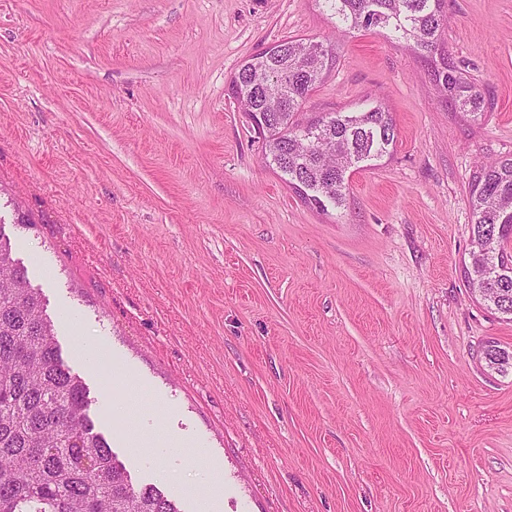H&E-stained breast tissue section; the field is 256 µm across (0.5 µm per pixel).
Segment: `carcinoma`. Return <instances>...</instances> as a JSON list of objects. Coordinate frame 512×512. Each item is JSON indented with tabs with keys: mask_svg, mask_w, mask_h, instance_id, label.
Here are the masks:
<instances>
[{
	"mask_svg": "<svg viewBox=\"0 0 512 512\" xmlns=\"http://www.w3.org/2000/svg\"><path fill=\"white\" fill-rule=\"evenodd\" d=\"M336 32L382 31L430 59L448 100L476 117L481 87L448 63L444 0H323ZM321 42L282 40L245 61L234 82L243 106L263 120L268 166L314 207L346 206L349 176L389 153L396 136L390 112L371 104L357 112L296 119L324 76ZM474 221L465 282L486 306L512 317V156L473 176ZM488 366L512 367V352L484 350ZM86 384L62 359L53 321L27 268L13 259L0 224V512H181L154 485H136L88 413Z\"/></svg>",
	"mask_w": 512,
	"mask_h": 512,
	"instance_id": "obj_1",
	"label": "carcinoma"
}]
</instances>
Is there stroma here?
Here are the masks:
<instances>
[{
    "label": "stroma",
    "instance_id": "stroma-1",
    "mask_svg": "<svg viewBox=\"0 0 512 512\" xmlns=\"http://www.w3.org/2000/svg\"><path fill=\"white\" fill-rule=\"evenodd\" d=\"M445 10L476 121L320 0H0V223L98 429L181 512H512V369L482 357L512 322L462 271L472 177L512 155V0ZM300 38L336 53L307 115L373 98L396 121L341 209L265 166L228 92ZM142 432L187 445L141 454Z\"/></svg>",
    "mask_w": 512,
    "mask_h": 512
}]
</instances>
